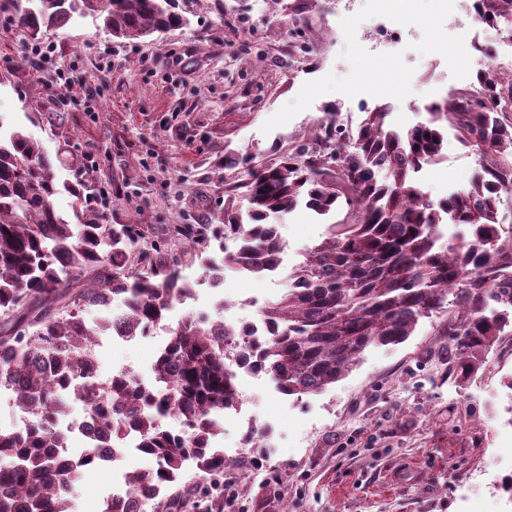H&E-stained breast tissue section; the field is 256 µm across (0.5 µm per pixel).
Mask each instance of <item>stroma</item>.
Returning a JSON list of instances; mask_svg holds the SVG:
<instances>
[{
	"label": "stroma",
	"mask_w": 512,
	"mask_h": 512,
	"mask_svg": "<svg viewBox=\"0 0 512 512\" xmlns=\"http://www.w3.org/2000/svg\"><path fill=\"white\" fill-rule=\"evenodd\" d=\"M186 26L129 42L93 17L39 38L11 21L0 0V119L51 155L59 181L105 190L108 223L138 224L148 239L177 224H213L224 210L234 148L267 163L311 140L336 107L357 129L367 109L391 106L389 123L410 128L433 100L475 89L476 56L461 37L467 0H177ZM397 35L384 37L386 12ZM53 53L33 60V43ZM443 160L423 169L422 191L439 200L467 188L477 158L449 138ZM343 212L305 206L277 218L284 247L272 277L226 274L207 284L192 250L174 261L195 281L149 336L103 337L98 372L128 369L151 381L152 366L188 315L242 327L284 294L295 269ZM444 315L422 319L398 345L368 348L358 365L317 394L284 395L265 374L239 376L240 403L226 410L216 444L238 460L224 478L235 512H512V336L474 378L448 373ZM112 492V468L81 473L70 497L95 512Z\"/></svg>",
	"instance_id": "1"
}]
</instances>
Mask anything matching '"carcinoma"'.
I'll return each mask as SVG.
<instances>
[{
	"label": "carcinoma",
	"mask_w": 512,
	"mask_h": 512,
	"mask_svg": "<svg viewBox=\"0 0 512 512\" xmlns=\"http://www.w3.org/2000/svg\"><path fill=\"white\" fill-rule=\"evenodd\" d=\"M15 16L35 38L73 17H96L115 38L140 40L181 27L175 0H29ZM484 20L512 18V0H479ZM480 99L465 91L427 106L426 121L400 132L387 125L388 108L366 112L356 131L329 122L314 142L298 145L272 164L257 165L248 152L230 150L224 166H241L246 211L224 200L218 224H182L143 245L138 224H108L88 204L86 183H59L64 164L24 131L0 124V311L11 317L0 333V388L34 421L0 431V512H73L66 497L80 471L96 463L82 453L68 463L54 449L68 434L57 424L59 406L78 404L99 423L103 448L135 438L157 467L126 476L127 500L110 512H145L152 502L181 512L177 497L188 462L207 479L237 468L213 451L220 416L240 400L237 372L228 363L270 375L285 395L312 394L345 376L371 346L395 345L419 321L452 312L448 370L464 383L512 328V245L502 237L498 204L512 195V73L478 79ZM475 153L479 169L470 186L434 202L415 176L442 155L445 130ZM75 198L73 218L55 208L61 191ZM320 215L346 208L327 237L299 267L278 300L261 311L271 334L247 342L248 329L222 320L187 316L171 333L154 364V384L135 376L97 380L91 344L116 328L145 336L193 283L166 261L176 242L186 244L219 278L246 266L264 276L280 264L282 243L269 220L301 200ZM466 227L460 242L441 244L444 221ZM238 239L235 251L212 243ZM119 317L86 320L110 309ZM173 415L180 435L163 427Z\"/></svg>",
	"instance_id": "carcinoma-1"
}]
</instances>
